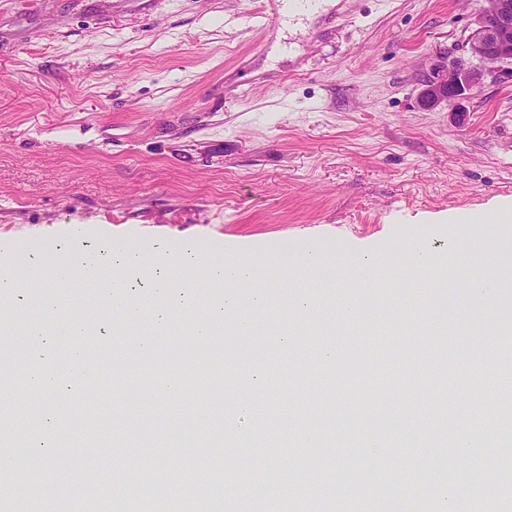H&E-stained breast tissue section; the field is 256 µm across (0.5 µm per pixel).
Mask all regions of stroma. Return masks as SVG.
I'll use <instances>...</instances> for the list:
<instances>
[{
    "label": "stroma",
    "mask_w": 512,
    "mask_h": 512,
    "mask_svg": "<svg viewBox=\"0 0 512 512\" xmlns=\"http://www.w3.org/2000/svg\"><path fill=\"white\" fill-rule=\"evenodd\" d=\"M278 0H0V261L51 251L59 235L106 240L135 249L164 241L177 249L196 241L213 259L242 242L297 260L311 308L272 295L265 312L275 324L307 335L302 351H281L265 337L259 353L280 386L251 412L232 403L257 390L233 321L198 340L200 307L154 337L152 370H117L118 336L95 345L96 371L71 364L48 343L54 325L17 296H0V329L11 327L13 354L38 363L60 386L15 385L14 407L36 411L39 429H24L26 450H0V473L28 467L25 500L56 502L53 464L67 458L80 481L89 456L104 464L98 507L112 503V484L156 482L174 512H325L317 475H325L342 512H357L359 493L403 504L414 491L436 489L435 474L465 471L498 454L489 415L512 394V297L505 323H474L478 340L493 339L494 360L471 369L438 315L487 296L466 288L454 268L438 281H416L374 268L371 287L345 279L323 292L327 273L302 265L304 253L330 255L365 247L467 251L478 224L447 223L448 213L512 199V62L485 72L461 112L421 106L426 77L450 66L480 68L467 42L477 0H339L306 17H277L270 32L247 27L250 15L275 14ZM53 293L66 320L112 323L108 291L61 284ZM355 308L348 324L339 307ZM42 333H28L30 321ZM332 364L316 359L322 348ZM229 375L210 387L214 365ZM179 378L168 398L155 379ZM94 393L77 400L78 390ZM480 422H473V414ZM131 435L154 439L144 462L116 436L115 418ZM398 428H390L391 418ZM381 425L379 445L363 447V425ZM471 433L460 450L455 432ZM315 431L326 462L311 473L288 452ZM74 441L58 445L61 433ZM228 447L220 488L199 477L207 495H178L189 478L181 460L210 459ZM421 466L405 475L406 455ZM265 457L241 495L235 460ZM38 463L29 467L26 456ZM277 485L303 508L267 500Z\"/></svg>",
    "instance_id": "stroma-1"
}]
</instances>
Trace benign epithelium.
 I'll return each instance as SVG.
<instances>
[{
    "instance_id": "1",
    "label": "benign epithelium",
    "mask_w": 512,
    "mask_h": 512,
    "mask_svg": "<svg viewBox=\"0 0 512 512\" xmlns=\"http://www.w3.org/2000/svg\"><path fill=\"white\" fill-rule=\"evenodd\" d=\"M468 35L472 52L487 63L512 61V0H480ZM482 79V73L461 66L440 70L422 90L428 107L459 104Z\"/></svg>"
}]
</instances>
